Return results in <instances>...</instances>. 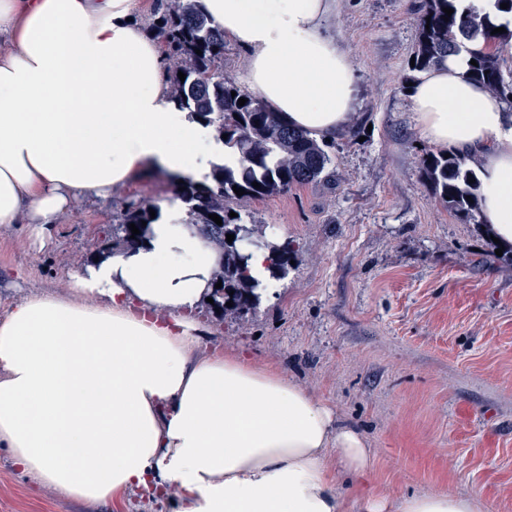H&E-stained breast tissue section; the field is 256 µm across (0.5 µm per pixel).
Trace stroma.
I'll return each mask as SVG.
<instances>
[{"instance_id": "1", "label": "stroma", "mask_w": 512, "mask_h": 512, "mask_svg": "<svg viewBox=\"0 0 512 512\" xmlns=\"http://www.w3.org/2000/svg\"><path fill=\"white\" fill-rule=\"evenodd\" d=\"M422 0H336L327 21L356 77L348 125L327 141L331 182L252 201L247 223L289 242L292 266L254 312L197 307L210 343L276 368L358 428L375 464L364 488L390 497L477 495L512 512V261L482 225L453 217L422 176L432 145L409 84ZM172 178L147 173L66 213L47 245L25 221L0 226V316L33 292L68 293L126 201L160 204ZM137 489L111 503L33 487L0 447V512H175Z\"/></svg>"}]
</instances>
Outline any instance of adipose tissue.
Returning a JSON list of instances; mask_svg holds the SVG:
<instances>
[{"instance_id": "obj_1", "label": "adipose tissue", "mask_w": 512, "mask_h": 512, "mask_svg": "<svg viewBox=\"0 0 512 512\" xmlns=\"http://www.w3.org/2000/svg\"><path fill=\"white\" fill-rule=\"evenodd\" d=\"M143 0H0V225L38 240L86 200L146 166L204 181L236 166L213 127L171 100ZM244 53L241 81L271 112L328 141L350 121L355 77L327 26L335 0H200ZM464 55L410 92L430 143L481 154V213L512 245V110L465 76ZM174 199L143 240L34 293L0 317V447L38 487L85 502L177 485L176 512H345L339 475L367 478L372 450L284 373L208 350L193 309L216 252ZM97 456L94 467L85 460ZM335 464H328V457ZM360 512H480L442 491H365Z\"/></svg>"}]
</instances>
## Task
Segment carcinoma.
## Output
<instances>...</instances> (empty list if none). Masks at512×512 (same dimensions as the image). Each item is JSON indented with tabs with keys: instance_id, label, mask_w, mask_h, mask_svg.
<instances>
[{
	"instance_id": "cac0c4a2",
	"label": "carcinoma",
	"mask_w": 512,
	"mask_h": 512,
	"mask_svg": "<svg viewBox=\"0 0 512 512\" xmlns=\"http://www.w3.org/2000/svg\"><path fill=\"white\" fill-rule=\"evenodd\" d=\"M156 2L149 26L161 39L168 61L171 99L180 109L214 127L218 135H227L224 145L241 157V165L235 169L213 166L207 183L183 180L184 190L177 194L185 205V224L196 228L222 256L214 274L222 287L210 295L214 303L209 308L219 310L223 317H238L255 309L260 283L248 273L251 254L242 252L237 243L249 239L257 242L255 249L267 251L275 278L287 273L291 256L290 244H277L257 225L242 223L240 209L253 200L318 180L329 169L331 158L317 140L288 127L259 98L242 92L224 75V32L202 11L200 0ZM445 8L453 9L451 16H446ZM496 27L487 14L460 13L456 0H425L413 51L414 70L425 71L444 56L463 51L467 59L476 60L474 65L467 64L468 79L500 97L512 96V83L505 82L500 59V50L512 45V25L505 24L502 34L492 33ZM180 71L186 74L183 81L178 77ZM240 98L247 99L242 106L238 105ZM476 164L474 155L454 151H429L422 158L423 175L439 200L463 224L476 222L479 215ZM254 182L260 188L253 187ZM235 186L245 194L236 195ZM151 208L148 201L126 203L112 238L100 245V252L128 247L140 239L132 236L130 224L145 231L142 222H151ZM232 212L236 216H230ZM211 214L218 215L222 224L210 219ZM228 234L234 235L230 244ZM229 301L233 306H226Z\"/></svg>"
}]
</instances>
